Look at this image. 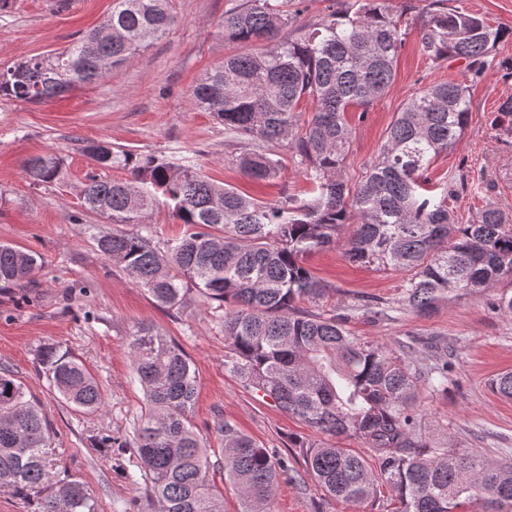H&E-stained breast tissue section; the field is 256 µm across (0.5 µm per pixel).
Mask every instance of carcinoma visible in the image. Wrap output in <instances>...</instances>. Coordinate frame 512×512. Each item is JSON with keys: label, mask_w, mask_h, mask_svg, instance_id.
<instances>
[{"label": "carcinoma", "mask_w": 512, "mask_h": 512, "mask_svg": "<svg viewBox=\"0 0 512 512\" xmlns=\"http://www.w3.org/2000/svg\"><path fill=\"white\" fill-rule=\"evenodd\" d=\"M293 21L280 0H243L225 12L218 27L240 51L197 80L190 99L235 135L289 141L305 165L308 196L264 202L211 182L193 165L89 141L83 151L92 161L123 166L130 177L89 178L80 190L84 207L112 224L136 227L103 234L97 246L162 306L179 310L194 293L224 308V370L307 424L311 435L294 447L328 495L362 504L384 483L396 493V512H457L467 500L483 501L485 512H512L511 465H495L473 450L431 446L422 433L421 396L448 389V362L424 369L383 345L358 342L334 314L295 307L329 292L305 260L335 244L353 264L409 273L402 306L420 316L451 291L489 288L512 277V216L489 205L478 223L456 224L448 187L426 176L431 160L468 125L469 88L446 81L415 92L352 189L343 174L351 136L346 113L387 93L404 32L388 0H359L354 9L341 4L297 35L281 36ZM174 22L168 0H112L110 15L63 50L1 70L0 96L43 103L106 79ZM418 22L430 59L463 60L476 73L508 35L479 16L446 7L445 0L421 9ZM257 43L263 51L252 50ZM308 100L314 113L301 128L296 112ZM496 121L512 132V98L500 105ZM237 162L254 180L280 173L279 161L260 151ZM23 171L37 184L60 183L66 175L56 154L28 158ZM160 201L181 224L164 248L145 224ZM349 224L353 232L341 236ZM37 269L35 255L0 244V288L26 287ZM128 350L144 410L133 439L107 435L95 447H133L159 512H224V492L210 478L209 449L191 422L197 387L191 359L149 326L133 332ZM38 363L48 386L75 409L102 407L94 376L61 346L43 348ZM491 387L512 399V372ZM216 432L224 437L219 468L237 489L241 512H273L275 489L292 472L288 460L230 421L218 423ZM325 436L363 439L378 470L324 442ZM49 448L40 406L12 370L0 367V488L32 498L34 512H99L80 478L51 474Z\"/></svg>", "instance_id": "1"}]
</instances>
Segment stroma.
Here are the masks:
<instances>
[{"label": "stroma", "instance_id": "35a3bbf8", "mask_svg": "<svg viewBox=\"0 0 512 512\" xmlns=\"http://www.w3.org/2000/svg\"><path fill=\"white\" fill-rule=\"evenodd\" d=\"M236 2L171 0L175 22L169 32L130 56L110 78L48 103L0 98V242L41 257L27 287L0 288V367L12 369L43 406L54 439L52 475L81 478L101 512H158L142 484L132 480L140 471L135 453L94 445L98 436L131 435L140 418L144 394L133 377L128 341L141 325L154 327L191 358L197 374L191 419L212 460L224 454L215 426L225 419L287 457L293 476L280 481L274 512H394L395 494L385 485L360 505L325 495L293 446L310 435V428L258 400L225 372L223 310L200 301L179 311L157 305L98 251L96 237L114 226L81 205L79 191L88 177L126 175L91 161L82 151L89 140L174 164L191 161L211 180L263 201L306 189L304 167L288 141L265 143L228 134L190 100L196 79L238 50L217 29ZM429 2H390L406 33L405 44L387 93L366 110L348 114L345 175L353 187L363 180L402 104L416 89L435 81H462L469 86L468 126L433 160L431 176L452 188L448 207L455 223H478L489 203L512 214V135L493 125L500 105L512 97V0L447 2L449 8L476 14L510 33L475 77L463 61L435 63L423 52L416 10ZM111 8L112 0H7L0 7V69L23 57L61 50L73 34L93 28ZM252 151L278 159L279 178L248 181L236 160ZM51 153L64 160L65 182L32 183L23 162ZM306 263L331 291L321 301L299 302V311L336 315L362 342L394 349L412 340L409 354L423 367L434 357L447 359V390L421 398V423L430 441L512 460V400L490 387L499 373L512 370V318L492 308L500 294L512 293V282L449 293L425 319L401 305L404 273L351 264L336 246L312 254ZM366 300L377 301L384 315L363 314L360 306ZM48 344L69 350L86 365L102 389V410L76 411L48 389L37 359Z\"/></svg>", "mask_w": 512, "mask_h": 512}]
</instances>
